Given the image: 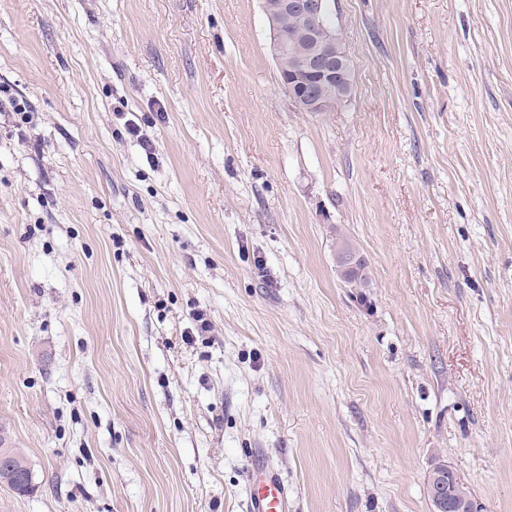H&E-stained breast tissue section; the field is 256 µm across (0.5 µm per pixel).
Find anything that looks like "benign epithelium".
<instances>
[{
  "label": "benign epithelium",
  "mask_w": 512,
  "mask_h": 512,
  "mask_svg": "<svg viewBox=\"0 0 512 512\" xmlns=\"http://www.w3.org/2000/svg\"><path fill=\"white\" fill-rule=\"evenodd\" d=\"M271 32L270 48L280 83L297 110L325 112L350 95V88L336 83V76L349 67V58L336 30L320 23L327 0H263ZM362 258L348 246L336 250V270L358 269ZM460 479L445 463H436L427 479L432 512H483L472 496L455 498L448 506L449 481Z\"/></svg>",
  "instance_id": "1"
}]
</instances>
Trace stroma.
Listing matches in <instances>:
<instances>
[{
	"label": "stroma",
	"mask_w": 512,
	"mask_h": 512,
	"mask_svg": "<svg viewBox=\"0 0 512 512\" xmlns=\"http://www.w3.org/2000/svg\"><path fill=\"white\" fill-rule=\"evenodd\" d=\"M327 5L312 114L262 0H0V512H512V0ZM327 2L262 1L280 83L294 108L303 112H325L335 105L336 96L344 99L350 95L347 85H336V76L343 72V82L351 87V67L342 40L336 29H332L336 28V23L327 11ZM323 14L324 25L331 28L321 25ZM291 24L298 27V41L292 46L288 45V26ZM287 57L288 66H285ZM245 480L249 512H289L288 486L274 469L266 453L257 448L247 467ZM450 478L455 484H460L461 480L449 468L448 464L438 462L430 471L427 479V490L432 503V512H447L449 510V486Z\"/></svg>",
	"instance_id": "obj_1"
}]
</instances>
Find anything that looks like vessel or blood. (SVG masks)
Here are the masks:
<instances>
[{
    "label": "vessel or blood",
    "mask_w": 512,
    "mask_h": 512,
    "mask_svg": "<svg viewBox=\"0 0 512 512\" xmlns=\"http://www.w3.org/2000/svg\"><path fill=\"white\" fill-rule=\"evenodd\" d=\"M248 512H290L288 487L262 449H255L247 467Z\"/></svg>",
    "instance_id": "vessel-or-blood-1"
}]
</instances>
